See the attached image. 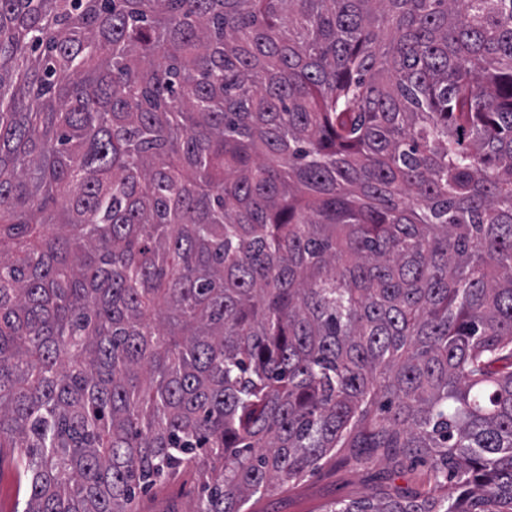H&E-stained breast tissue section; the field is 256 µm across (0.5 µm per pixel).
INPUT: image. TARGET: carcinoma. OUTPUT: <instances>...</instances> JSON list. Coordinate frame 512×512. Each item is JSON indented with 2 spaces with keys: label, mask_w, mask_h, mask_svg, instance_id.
<instances>
[{
  "label": "carcinoma",
  "mask_w": 512,
  "mask_h": 512,
  "mask_svg": "<svg viewBox=\"0 0 512 512\" xmlns=\"http://www.w3.org/2000/svg\"><path fill=\"white\" fill-rule=\"evenodd\" d=\"M22 512H250L338 448L512 512V0H0ZM202 494L195 470L181 473L147 494L138 496V512H188Z\"/></svg>",
  "instance_id": "obj_1"
}]
</instances>
